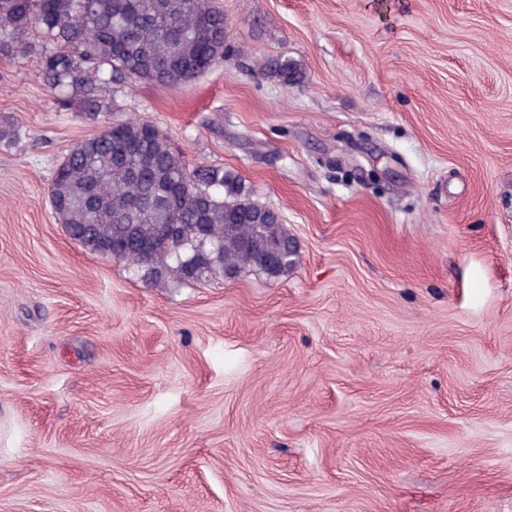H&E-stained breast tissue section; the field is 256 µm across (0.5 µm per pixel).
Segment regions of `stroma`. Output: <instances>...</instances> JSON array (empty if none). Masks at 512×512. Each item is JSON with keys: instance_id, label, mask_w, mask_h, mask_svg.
<instances>
[{"instance_id": "35a3bbf8", "label": "stroma", "mask_w": 512, "mask_h": 512, "mask_svg": "<svg viewBox=\"0 0 512 512\" xmlns=\"http://www.w3.org/2000/svg\"><path fill=\"white\" fill-rule=\"evenodd\" d=\"M217 3L222 66L94 119L0 57V512H512V0ZM131 117L296 267L153 286L72 241L53 169ZM260 70L267 78L275 79L285 86L298 84L302 79L296 65L288 58L266 59L260 63Z\"/></svg>"}]
</instances>
